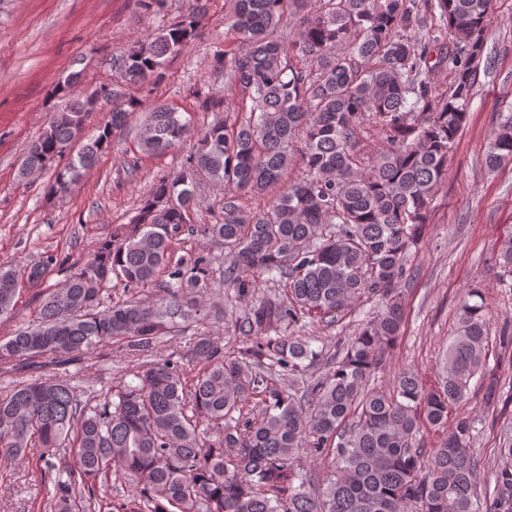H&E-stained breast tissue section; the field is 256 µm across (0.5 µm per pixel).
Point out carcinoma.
<instances>
[{
  "label": "carcinoma",
  "instance_id": "carcinoma-1",
  "mask_svg": "<svg viewBox=\"0 0 512 512\" xmlns=\"http://www.w3.org/2000/svg\"><path fill=\"white\" fill-rule=\"evenodd\" d=\"M203 11L196 0L112 65L134 85L160 76L197 37ZM286 16L296 27L290 42L277 35ZM492 18L493 0H233L224 27L235 49L214 60L242 118L205 128L177 178L157 180L131 225L115 227L85 261L48 253L21 272L0 268L1 317L22 280L68 271L62 288L41 296L37 324L0 341L5 372L71 365L108 342L126 362L114 400L93 404L68 381L42 377L0 394V463L37 448L55 471L44 512H512V439L483 496L475 419L448 420L485 368L479 288L459 301L437 386L425 388L409 368L390 392L370 386L405 320L411 253L467 123ZM436 68L452 73L445 92L430 81ZM101 97L112 99L109 119L64 157ZM143 108L105 86L69 100L28 147L20 175L52 169V191H71ZM366 119L387 146L361 172L354 147ZM189 137L190 122L167 105L149 109L137 131L147 154ZM298 139L302 178L283 188ZM506 162L512 115L485 155L491 169ZM204 180L224 186V205L199 225L192 210ZM245 194L270 196L267 210L244 211ZM199 234L224 247L222 275L204 254L173 260V241ZM162 271L158 298L112 297L110 283L127 293ZM208 286L233 291V332L249 343L225 351L194 337L203 364L188 382L183 361L157 357L158 346L180 325L208 321L190 297ZM364 298L377 310L335 351L306 334ZM481 384L485 406L497 405V381ZM424 427L442 434L431 448ZM302 451L331 475L301 472ZM114 467L134 488L117 507L98 490Z\"/></svg>",
  "mask_w": 512,
  "mask_h": 512
}]
</instances>
